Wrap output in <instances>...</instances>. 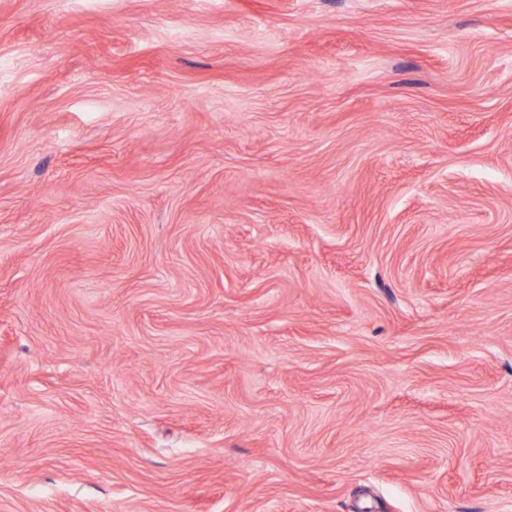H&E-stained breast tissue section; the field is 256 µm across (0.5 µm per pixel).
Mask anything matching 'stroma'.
<instances>
[{"label": "stroma", "instance_id": "obj_1", "mask_svg": "<svg viewBox=\"0 0 512 512\" xmlns=\"http://www.w3.org/2000/svg\"><path fill=\"white\" fill-rule=\"evenodd\" d=\"M0 512H512V0H0Z\"/></svg>", "mask_w": 512, "mask_h": 512}]
</instances>
